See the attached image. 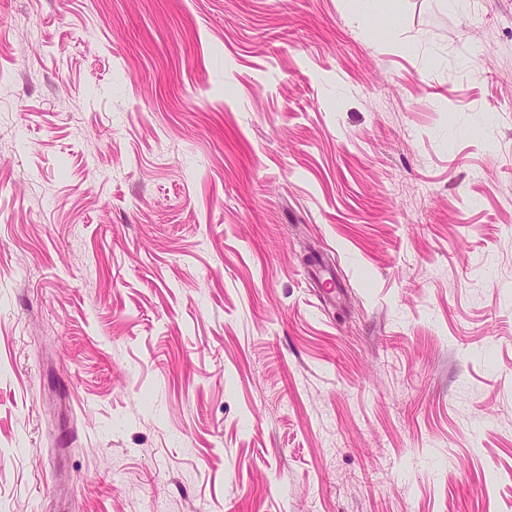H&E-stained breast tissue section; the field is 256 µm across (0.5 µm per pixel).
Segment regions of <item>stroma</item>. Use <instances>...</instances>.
<instances>
[{
    "mask_svg": "<svg viewBox=\"0 0 512 512\" xmlns=\"http://www.w3.org/2000/svg\"><path fill=\"white\" fill-rule=\"evenodd\" d=\"M0 512H512V0H0Z\"/></svg>",
    "mask_w": 512,
    "mask_h": 512,
    "instance_id": "stroma-1",
    "label": "stroma"
}]
</instances>
